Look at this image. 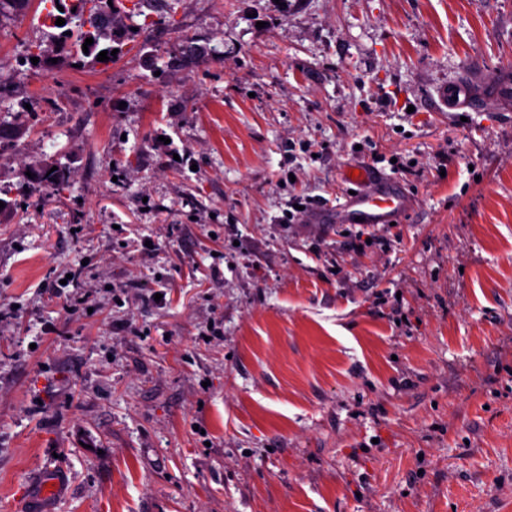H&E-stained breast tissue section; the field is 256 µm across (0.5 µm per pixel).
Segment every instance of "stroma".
I'll return each instance as SVG.
<instances>
[{
    "instance_id": "stroma-1",
    "label": "stroma",
    "mask_w": 512,
    "mask_h": 512,
    "mask_svg": "<svg viewBox=\"0 0 512 512\" xmlns=\"http://www.w3.org/2000/svg\"><path fill=\"white\" fill-rule=\"evenodd\" d=\"M112 24L103 66L0 15V512H512V111L434 102L512 66V0ZM351 163L395 225L289 216Z\"/></svg>"
}]
</instances>
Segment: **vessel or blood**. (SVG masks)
<instances>
[{"mask_svg": "<svg viewBox=\"0 0 512 512\" xmlns=\"http://www.w3.org/2000/svg\"><path fill=\"white\" fill-rule=\"evenodd\" d=\"M439 105L449 110H478L486 106L508 109L512 106V72L500 70L485 77H468L437 91ZM350 183L353 194L337 210L317 209L311 214L316 223L338 220L347 224L363 219L367 224H388L411 206L409 197L392 181L369 167L356 165Z\"/></svg>", "mask_w": 512, "mask_h": 512, "instance_id": "obj_1", "label": "vessel or blood"}]
</instances>
